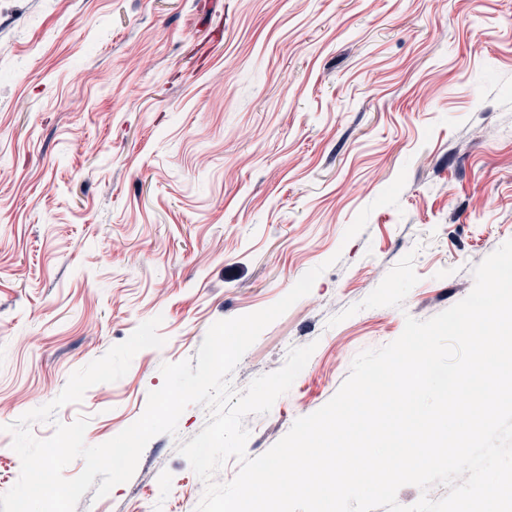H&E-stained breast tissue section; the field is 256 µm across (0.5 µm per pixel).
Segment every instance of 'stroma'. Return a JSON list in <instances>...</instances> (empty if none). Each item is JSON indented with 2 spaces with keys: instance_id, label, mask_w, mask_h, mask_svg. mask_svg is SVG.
Instances as JSON below:
<instances>
[{
  "instance_id": "stroma-1",
  "label": "stroma",
  "mask_w": 512,
  "mask_h": 512,
  "mask_svg": "<svg viewBox=\"0 0 512 512\" xmlns=\"http://www.w3.org/2000/svg\"><path fill=\"white\" fill-rule=\"evenodd\" d=\"M512 239V0H0V494L7 425L160 318L165 343L36 422L88 419L104 443L144 412L161 367L310 269L229 381L315 350L246 454L323 407L354 357L465 298ZM177 436L76 512H196Z\"/></svg>"
}]
</instances>
